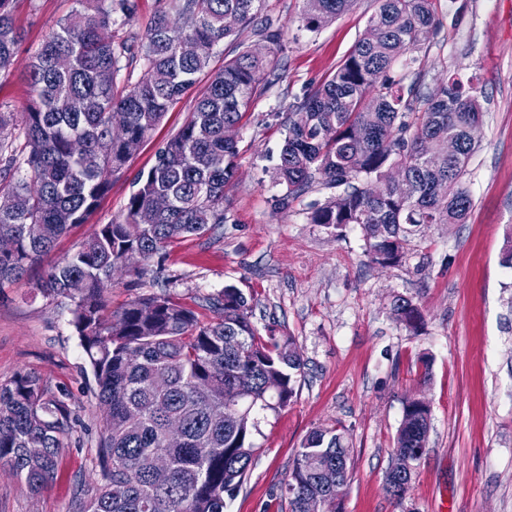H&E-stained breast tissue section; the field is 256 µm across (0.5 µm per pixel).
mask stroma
<instances>
[{"label":"stroma","mask_w":512,"mask_h":512,"mask_svg":"<svg viewBox=\"0 0 512 512\" xmlns=\"http://www.w3.org/2000/svg\"><path fill=\"white\" fill-rule=\"evenodd\" d=\"M304 0H266L263 14L282 27L278 50L253 29L242 40L273 52L279 80L259 91L238 130L235 180L224 224L169 245L145 261L147 275L115 277L106 295L118 309L146 293H166L214 321L206 300L232 285L253 298L251 321L266 338L294 337L304 369L287 408L258 419L259 452L225 512H288L285 485L293 459L313 430L341 428L350 448L342 512H512V269L501 264L512 229V0H438L440 32L422 44L424 92L448 75L477 83L483 95L480 143L463 178L472 207L465 223L435 224L412 241L396 266L372 263L361 229L342 233L311 223L331 195L322 183L279 209L276 178L288 112L331 76L378 7L356 0L320 28L308 29ZM76 7L75 0H14L23 34L15 65L0 75V107L23 111L31 97L26 65L35 47ZM193 96L169 107L161 124L114 177L87 223L73 226L27 278L0 289V383L40 376L64 392L78 422L61 457L62 477L30 494L0 469V512H70L75 486L96 481L102 409L70 325L71 303L46 299L34 284L96 227L121 220L133 179L188 119ZM402 295L421 307L410 333L393 316ZM432 360L423 373L421 356ZM428 403L425 455L403 500L385 491L403 402Z\"/></svg>","instance_id":"obj_1"}]
</instances>
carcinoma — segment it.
<instances>
[{
  "label": "carcinoma",
  "mask_w": 512,
  "mask_h": 512,
  "mask_svg": "<svg viewBox=\"0 0 512 512\" xmlns=\"http://www.w3.org/2000/svg\"><path fill=\"white\" fill-rule=\"evenodd\" d=\"M13 0H0V74L10 72L22 34L12 19ZM79 8L39 43L27 65L32 101L23 112V142L5 134L14 113L0 111V238L14 240L0 253V285L22 279L71 226L84 224L101 196L131 159L126 143L112 140L111 113L121 117L128 138L145 142L170 105L189 92L210 66L224 39L252 25L269 44L282 31L260 19L264 0H159L145 33L102 40L118 22L131 21L138 0H76ZM305 23L315 30L355 0H305ZM438 0H378L364 33L336 71L292 105L277 175L287 192L282 208L306 193L316 176L336 190L311 214L313 224L340 232L362 230L373 262L396 265L405 246L433 224L465 223L472 202L462 179L477 141L469 130L482 122L481 92L453 76L424 95L418 59L404 61L407 87L389 76L405 54L437 36ZM238 23L224 27V15ZM192 40L199 52L185 57L179 44ZM69 58L57 68L59 55ZM141 77L131 81L135 70ZM128 72L126 84L117 82ZM279 78L277 61L256 55L244 41L197 97L187 122L157 151L155 164L135 179L124 219L99 224L35 285L47 299L72 303L73 326L91 369L96 396L107 407L97 448L98 480L72 496L70 512H224V496L242 484L257 448V416L288 406L303 362L293 338L262 340L251 322L252 298L226 286L209 304L223 311L202 322L190 307L167 294L142 295L110 310L104 293L118 274L143 275L134 265L188 235L202 236L224 223V197L233 183L237 143L224 127L238 126L259 87ZM81 100L84 108L74 109ZM370 132L356 137L359 125ZM459 141L448 157L444 139ZM398 165L400 184L381 181ZM158 196L170 200L153 224L136 223ZM29 224L41 225L31 238ZM391 310L415 332L423 314L400 295ZM167 388H154L157 376ZM74 412L66 394L52 392L35 374L0 384V467L30 492L60 478L62 450L70 446ZM430 409L407 398L395 451L422 458ZM196 448H210L206 458ZM164 453L170 476L163 486L149 475V460ZM350 448L341 430L311 432L299 448L286 484L289 512H303L306 497L325 492V466L349 480Z\"/></svg>",
  "instance_id": "cac0c4a2"
}]
</instances>
